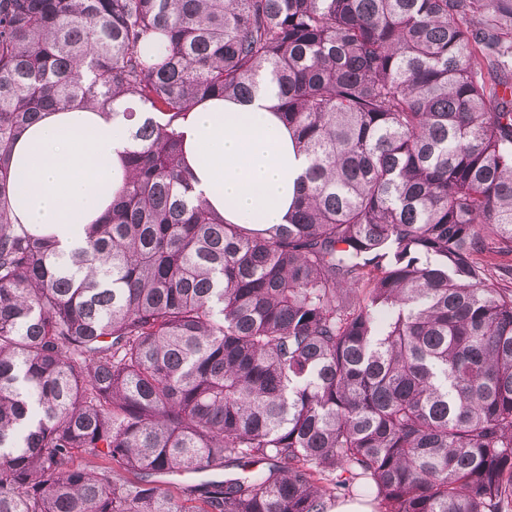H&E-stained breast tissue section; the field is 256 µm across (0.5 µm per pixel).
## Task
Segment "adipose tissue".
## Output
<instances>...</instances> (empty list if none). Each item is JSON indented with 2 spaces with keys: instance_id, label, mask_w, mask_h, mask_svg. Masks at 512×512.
<instances>
[{
  "instance_id": "1",
  "label": "adipose tissue",
  "mask_w": 512,
  "mask_h": 512,
  "mask_svg": "<svg viewBox=\"0 0 512 512\" xmlns=\"http://www.w3.org/2000/svg\"><path fill=\"white\" fill-rule=\"evenodd\" d=\"M262 90L246 100L211 97L184 125L194 185L232 224L287 223L309 166ZM131 123L123 116L73 107L45 115L11 151L19 223L52 235L61 253L80 246L87 225L112 205L127 172Z\"/></svg>"
}]
</instances>
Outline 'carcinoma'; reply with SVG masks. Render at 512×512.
Wrapping results in <instances>:
<instances>
[{
    "label": "carcinoma",
    "instance_id": "carcinoma-1",
    "mask_svg": "<svg viewBox=\"0 0 512 512\" xmlns=\"http://www.w3.org/2000/svg\"><path fill=\"white\" fill-rule=\"evenodd\" d=\"M273 92L293 218L227 224L181 123ZM139 121L64 255L45 111ZM512 0H0V512H512ZM250 463L267 469L221 477Z\"/></svg>",
    "mask_w": 512,
    "mask_h": 512
}]
</instances>
